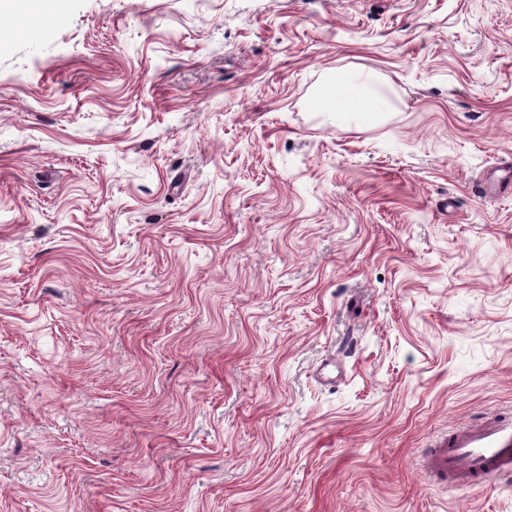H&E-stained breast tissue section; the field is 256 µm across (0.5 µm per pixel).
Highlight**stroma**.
Returning a JSON list of instances; mask_svg holds the SVG:
<instances>
[{
	"label": "stroma",
	"mask_w": 512,
	"mask_h": 512,
	"mask_svg": "<svg viewBox=\"0 0 512 512\" xmlns=\"http://www.w3.org/2000/svg\"><path fill=\"white\" fill-rule=\"evenodd\" d=\"M0 37V512H512L421 466L512 413V0H0ZM336 71L386 120L315 111Z\"/></svg>",
	"instance_id": "stroma-1"
}]
</instances>
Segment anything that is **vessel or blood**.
I'll return each mask as SVG.
<instances>
[{"instance_id":"vessel-or-blood-1","label":"vessel or blood","mask_w":512,"mask_h":512,"mask_svg":"<svg viewBox=\"0 0 512 512\" xmlns=\"http://www.w3.org/2000/svg\"><path fill=\"white\" fill-rule=\"evenodd\" d=\"M431 477L460 485H477L512 471V419L487 418L450 434L422 457Z\"/></svg>"}]
</instances>
